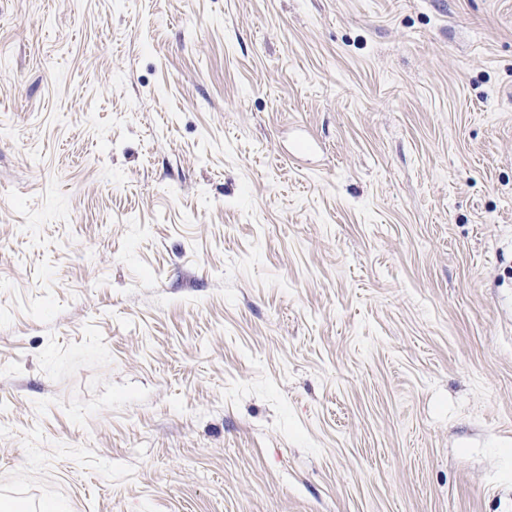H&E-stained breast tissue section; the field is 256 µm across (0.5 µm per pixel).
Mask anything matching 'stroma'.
Returning a JSON list of instances; mask_svg holds the SVG:
<instances>
[{
    "label": "stroma",
    "instance_id": "1",
    "mask_svg": "<svg viewBox=\"0 0 512 512\" xmlns=\"http://www.w3.org/2000/svg\"><path fill=\"white\" fill-rule=\"evenodd\" d=\"M512 512V0H0V497Z\"/></svg>",
    "mask_w": 512,
    "mask_h": 512
}]
</instances>
